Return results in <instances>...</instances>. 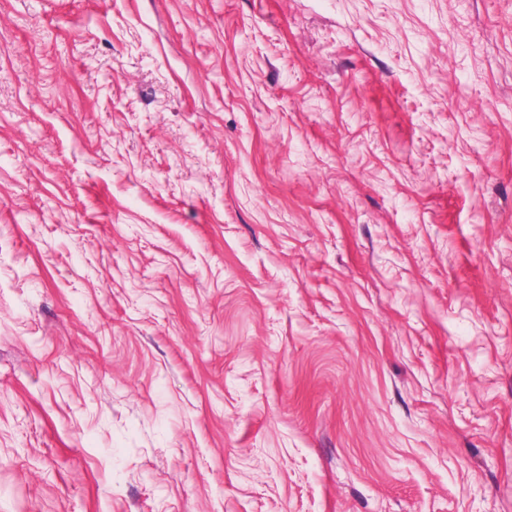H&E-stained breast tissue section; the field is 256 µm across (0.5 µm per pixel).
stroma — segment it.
Returning <instances> with one entry per match:
<instances>
[{
  "mask_svg": "<svg viewBox=\"0 0 512 512\" xmlns=\"http://www.w3.org/2000/svg\"><path fill=\"white\" fill-rule=\"evenodd\" d=\"M0 512H512V0H0Z\"/></svg>",
  "mask_w": 512,
  "mask_h": 512,
  "instance_id": "obj_1",
  "label": "stroma"
}]
</instances>
